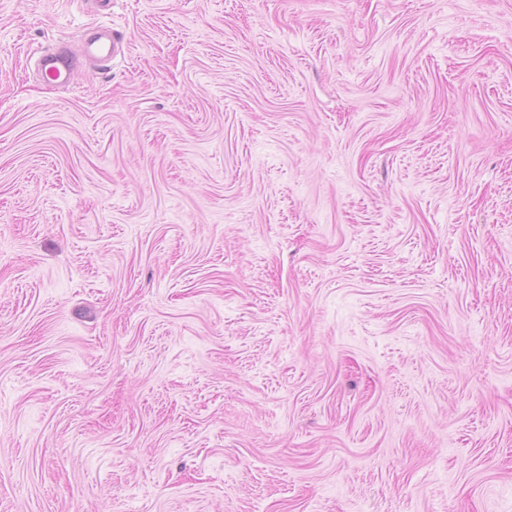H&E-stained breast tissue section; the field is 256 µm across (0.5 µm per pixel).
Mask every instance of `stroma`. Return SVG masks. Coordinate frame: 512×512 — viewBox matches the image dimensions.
<instances>
[{"label":"stroma","instance_id":"1","mask_svg":"<svg viewBox=\"0 0 512 512\" xmlns=\"http://www.w3.org/2000/svg\"><path fill=\"white\" fill-rule=\"evenodd\" d=\"M0 512H512V0H0ZM120 38L111 29H105L102 36L94 37L83 45L84 53L88 56L108 61L115 54ZM68 46L67 42H61L41 52L39 69L45 80L59 86H66L71 82L74 68Z\"/></svg>","mask_w":512,"mask_h":512}]
</instances>
